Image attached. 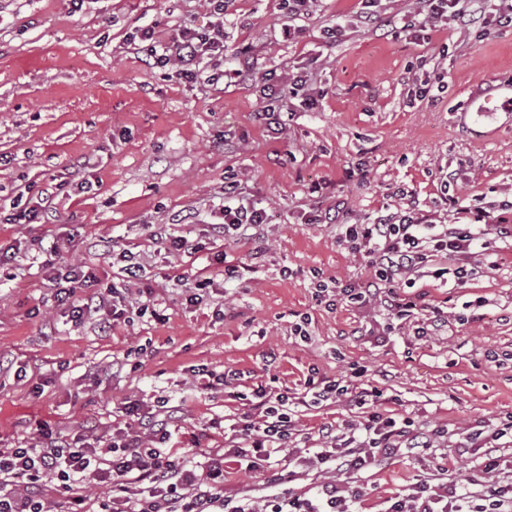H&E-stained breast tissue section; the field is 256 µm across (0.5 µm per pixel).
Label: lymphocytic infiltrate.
Instances as JSON below:
<instances>
[{
	"instance_id": "1",
	"label": "lymphocytic infiltrate",
	"mask_w": 512,
	"mask_h": 512,
	"mask_svg": "<svg viewBox=\"0 0 512 512\" xmlns=\"http://www.w3.org/2000/svg\"><path fill=\"white\" fill-rule=\"evenodd\" d=\"M208 4L214 17L210 26L181 25L166 42L156 37L153 27L137 30L134 38L144 44L154 66L173 67L178 79L192 82L204 60L223 57L224 0H208ZM416 12L425 22L448 21L462 30L512 27V0H416ZM463 213L464 222L450 226L412 208L378 214L368 224L343 225L342 239L365 253L372 278L360 288L341 287V294L355 302L373 297L390 316L406 320L419 308L413 288L416 274L426 265H433L432 276L440 285L465 284L479 241L491 230L511 238L512 226L503 221L491 224L489 213L480 207L464 208ZM221 214L224 221L211 225V235L231 233L245 244L265 221L263 212L244 202L234 184L224 188ZM96 280L93 271L81 266L56 274L57 300L69 308L73 320L117 324L130 313L146 314V307H133L115 287L84 300L76 298L77 288ZM333 394L348 395L361 409L356 431L339 434L322 427L313 456L289 453L284 473L268 462L273 454L286 451L296 432V412L286 394L263 386L253 393V417L237 430L227 450L204 451L199 463L169 446L179 429L176 416L168 408L155 410L136 400L125 406L139 425L135 431L118 428L68 437L40 426L39 443L0 448V512H54L59 505L66 512H88L86 490L92 480L108 488L98 512H354L357 495L337 481V474L373 469L400 456H423L446 434L442 427L415 430L410 421L385 414L384 393L371 385L364 370L322 381L315 397L322 400ZM510 431L512 420L488 434H469L464 442L473 451L474 469L491 478L486 490L476 492L457 481L425 480L390 497L385 512H512V480H500L503 468L498 453L499 440ZM229 461L245 465L262 485L284 476L296 479L309 464L329 472L331 478L312 496L237 499L224 494V466Z\"/></svg>"
}]
</instances>
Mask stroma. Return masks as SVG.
<instances>
[{"label": "stroma", "mask_w": 512, "mask_h": 512, "mask_svg": "<svg viewBox=\"0 0 512 512\" xmlns=\"http://www.w3.org/2000/svg\"><path fill=\"white\" fill-rule=\"evenodd\" d=\"M281 3L228 0L224 64L247 47L254 68L250 80L220 90L208 81L212 62L185 82L127 40L148 24L163 39L184 21L208 26L205 0H84L78 11L70 0H0V212L28 189L65 187L48 223H0V448L36 442L41 422L71 436L102 431L125 423L127 401L160 397L182 418L175 447L191 448L196 437L220 448L258 385L273 380L300 398L311 372L338 378L355 367L383 389L396 419L447 427L452 444L512 416L511 239L488 235L463 286L417 279L421 308L411 321L389 322L374 301L328 308L316 288L371 277L367 257L341 242L342 225L410 207L452 224L461 206L495 217L512 206V114L479 122L461 114L494 80L512 78V28L389 27L412 0H382L365 28L355 20L359 0H319L302 34L288 39ZM336 23L345 33L331 46L325 29ZM303 64L323 92L317 106L286 101L267 124L264 87L280 88ZM439 71L447 90L411 100L415 83ZM230 181L264 209L261 241L210 235ZM332 208L339 224L311 223ZM182 211L194 222L170 223ZM170 235L201 248L169 250ZM114 249L144 264L141 286L161 316L135 315L104 333L94 321H71L51 278L86 266L105 290L118 279ZM227 264L241 276L225 279ZM180 274L212 278L201 304H186ZM437 315L447 334L413 335V322ZM299 323L307 336L295 334ZM201 367L238 372L231 393L200 392ZM358 421L347 396L309 404L295 444L310 448L322 425L342 433ZM434 473L484 480L467 456L442 446L428 462L402 456L341 480L362 489L357 512H382L386 499Z\"/></svg>", "instance_id": "35a3bbf8"}]
</instances>
